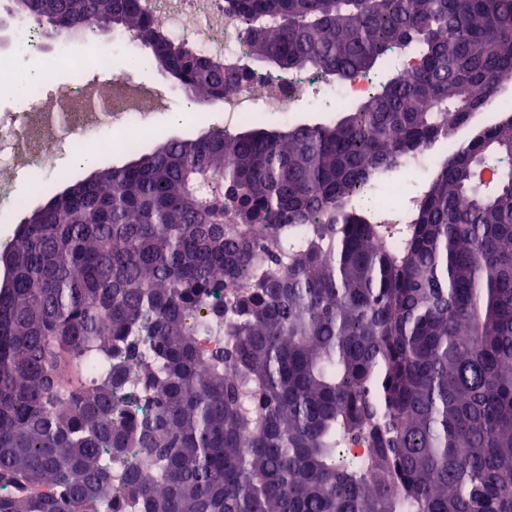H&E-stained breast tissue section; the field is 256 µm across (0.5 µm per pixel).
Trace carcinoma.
<instances>
[{
    "label": "carcinoma",
    "instance_id": "cac0c4a2",
    "mask_svg": "<svg viewBox=\"0 0 512 512\" xmlns=\"http://www.w3.org/2000/svg\"><path fill=\"white\" fill-rule=\"evenodd\" d=\"M9 2L0 30L134 33L193 99L246 78L144 0ZM232 2L257 64L347 80L407 50L414 72L323 122L140 149L21 219L0 251V512H512V166L473 175L512 159V106L408 223L355 202L512 78V0Z\"/></svg>",
    "mask_w": 512,
    "mask_h": 512
}]
</instances>
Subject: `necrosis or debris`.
<instances>
[{
  "label": "necrosis or debris",
  "instance_id": "4bbe7bcc",
  "mask_svg": "<svg viewBox=\"0 0 512 512\" xmlns=\"http://www.w3.org/2000/svg\"><path fill=\"white\" fill-rule=\"evenodd\" d=\"M145 6L166 34L196 53L228 68L243 66L247 25L231 0H146ZM20 42L29 53H40L39 28L20 23L0 39V88L18 80L12 50ZM119 50L136 55L138 43L131 34L116 33L111 48L77 55L69 40H57L55 62L68 72V83L51 94L45 85L28 83L20 109L0 113V197L18 181L53 170L58 157L73 149L100 159L119 144L129 151L144 146L152 132V115L165 107L167 95L153 82L118 74L114 56ZM326 84L325 76L315 71L286 77L266 72L234 86L218 109L224 114L225 129L232 130L243 119L310 104ZM436 157L435 148L427 147L408 158L405 175L394 178L386 190L394 206L384 210L369 206L366 214L386 224L405 223L412 207L410 177L433 173Z\"/></svg>",
  "mask_w": 512,
  "mask_h": 512
}]
</instances>
